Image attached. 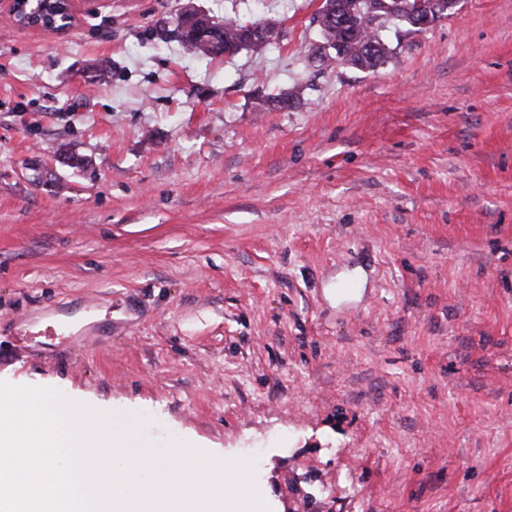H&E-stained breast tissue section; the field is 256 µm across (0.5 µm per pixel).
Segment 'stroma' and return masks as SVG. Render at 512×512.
<instances>
[{"instance_id": "35a3bbf8", "label": "stroma", "mask_w": 512, "mask_h": 512, "mask_svg": "<svg viewBox=\"0 0 512 512\" xmlns=\"http://www.w3.org/2000/svg\"><path fill=\"white\" fill-rule=\"evenodd\" d=\"M320 4L0 11V380L254 459L272 512H512V0L370 71L315 66ZM188 5L288 37L199 57Z\"/></svg>"}]
</instances>
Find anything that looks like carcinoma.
I'll return each mask as SVG.
<instances>
[{
    "label": "carcinoma",
    "mask_w": 512,
    "mask_h": 512,
    "mask_svg": "<svg viewBox=\"0 0 512 512\" xmlns=\"http://www.w3.org/2000/svg\"><path fill=\"white\" fill-rule=\"evenodd\" d=\"M453 0H325L316 13L318 35L322 45L314 47L311 59L319 60V67L330 65L342 52L351 57L354 67L373 70L388 58L389 49L382 38L386 24L391 22L410 26L416 17L439 21L448 17ZM275 37L266 42H255L246 49L255 53L287 38V28L278 21L267 22ZM224 37V50L240 49L243 21L226 17L217 24Z\"/></svg>",
    "instance_id": "cac0c4a2"
}]
</instances>
